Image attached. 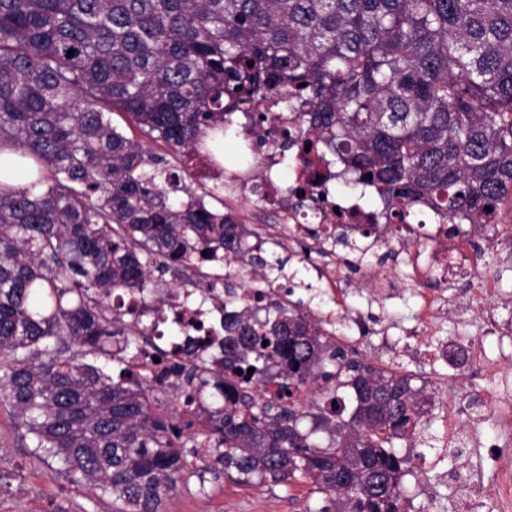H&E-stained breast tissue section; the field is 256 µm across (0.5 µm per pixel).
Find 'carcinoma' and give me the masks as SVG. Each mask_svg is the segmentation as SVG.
Instances as JSON below:
<instances>
[{
    "label": "carcinoma",
    "mask_w": 512,
    "mask_h": 512,
    "mask_svg": "<svg viewBox=\"0 0 512 512\" xmlns=\"http://www.w3.org/2000/svg\"><path fill=\"white\" fill-rule=\"evenodd\" d=\"M277 98L308 108L286 147L333 156L401 223L425 199L480 224L512 197V0H0V152L18 156L3 170L32 162L27 186L0 177V404L112 512H167L200 471L307 479L312 512H405L394 443L425 428L423 388L302 301L225 312L224 364L188 361L176 391L163 364L132 370L145 312L115 295L159 301L153 274L171 270L198 287L186 272L219 253L282 271L186 183L224 114ZM271 363L281 381L264 399ZM168 392L184 410L158 411ZM308 417L331 444L301 431Z\"/></svg>",
    "instance_id": "1"
}]
</instances>
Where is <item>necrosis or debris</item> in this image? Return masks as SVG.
I'll return each instance as SVG.
<instances>
[{"label":"necrosis or debris","instance_id":"necrosis-or-debris-1","mask_svg":"<svg viewBox=\"0 0 512 512\" xmlns=\"http://www.w3.org/2000/svg\"><path fill=\"white\" fill-rule=\"evenodd\" d=\"M264 131H257L250 105H240L226 115L225 125L235 127L238 138L249 153L246 164L229 167L209 153L197 154L194 172L224 192L225 207H239L244 224L265 225V235L277 236L278 225H285L293 238H309L313 244L306 262L319 281L336 290L340 269L355 265L362 283L373 289H396L402 280L398 265L409 266L414 277L428 284L422 292L419 323L429 328L443 309L440 291L448 286L469 287L480 284L485 296L497 293L498 280L487 260L494 251V240L484 249H475L472 236L477 227L447 218L426 203L414 206L410 218L402 224L389 223L384 208L363 200L357 194H338L339 179L335 164L321 158L286 153L282 147L284 130L292 116L283 104L270 105ZM303 187L304 199L295 198L293 187ZM162 313L153 315L149 331L152 341L142 343L137 363L143 373H151L157 350L176 354L166 344L158 347L168 332L180 338L209 332L213 344L203 355L211 361L221 359L224 331V282L210 278L205 290L172 288L162 304ZM428 405L447 425V440H472L467 427L470 415L490 421L494 436L492 447L512 446V396L496 390H477L464 401L447 392L430 395ZM466 503H484L493 512H512V473L502 472L495 479L470 475L464 488Z\"/></svg>","mask_w":512,"mask_h":512}]
</instances>
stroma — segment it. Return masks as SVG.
I'll return each mask as SVG.
<instances>
[{
	"mask_svg": "<svg viewBox=\"0 0 512 512\" xmlns=\"http://www.w3.org/2000/svg\"><path fill=\"white\" fill-rule=\"evenodd\" d=\"M492 265L501 278L495 297L483 300L475 286L460 290L455 296L456 310L448 319L413 336L397 331L388 345L379 344L372 335L361 346V353L374 364L416 374L427 391L445 389L462 398L471 395L474 384L467 372L440 362L422 367L417 358L433 345H463L477 335L473 318L476 309L491 308L500 321L512 324V238L503 239ZM419 290V285L412 283L395 296L372 299L360 287L334 296L315 283L310 289H297L296 295L309 301L313 310L335 317L337 335L355 336L363 326L373 332L385 323L398 328L416 325L421 306ZM424 419L428 423L425 432L395 443L396 451L409 460L410 473L404 478L406 509L417 512L421 504L419 489L428 483L434 486L443 512H454L464 474L480 465L489 475L494 464L481 460L474 448L440 447L437 437L444 430L441 420L431 412L425 413ZM20 435L8 407L0 406V512H111L108 502L88 487L70 482L57 463L37 458ZM310 489L305 480L275 486L241 484L217 480L206 473L180 485L167 508L168 512H306L315 503Z\"/></svg>",
	"mask_w": 512,
	"mask_h": 512,
	"instance_id": "stroma-1",
	"label": "stroma"
}]
</instances>
